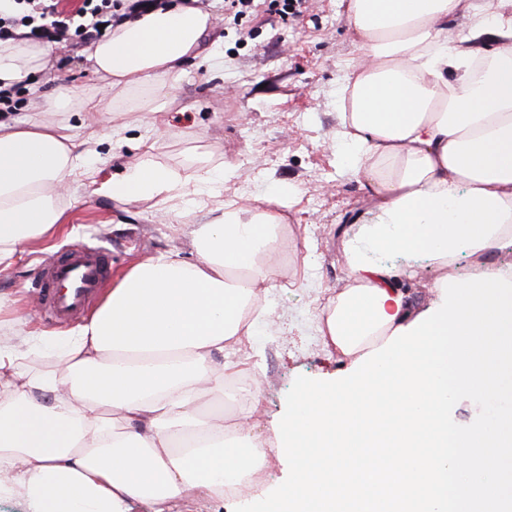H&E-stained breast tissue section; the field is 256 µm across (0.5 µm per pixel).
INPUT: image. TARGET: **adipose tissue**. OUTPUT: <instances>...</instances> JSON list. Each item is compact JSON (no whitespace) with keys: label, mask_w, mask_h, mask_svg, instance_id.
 Here are the masks:
<instances>
[{"label":"adipose tissue","mask_w":512,"mask_h":512,"mask_svg":"<svg viewBox=\"0 0 512 512\" xmlns=\"http://www.w3.org/2000/svg\"><path fill=\"white\" fill-rule=\"evenodd\" d=\"M468 22L457 34L448 22ZM358 55L339 94L346 160L377 199L373 222L344 237L351 286L323 307L317 331L351 358L350 383L302 389L273 423L295 476L279 512H512V407L469 429L448 422L462 391L512 394V269L473 266L437 285L414 312L383 254L440 267L512 245V0H348ZM208 12L169 0L109 30L86 50L90 72L121 92H163L205 43ZM50 45L0 43V87L30 83ZM48 112L102 122L90 90L58 85ZM84 164L63 124L0 118V271L65 220ZM203 165L194 191L141 158L104 181L116 202L212 194ZM279 200L216 207L195 225L196 259L133 266L89 321L67 336L14 330L0 338V497L29 512H172L185 497L223 494L259 469L228 446L218 355L252 336L282 244ZM54 354L48 369L27 357ZM213 409L202 412L203 402ZM314 443L311 464L300 448Z\"/></svg>","instance_id":"obj_1"}]
</instances>
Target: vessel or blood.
I'll list each match as a JSON object with an SVG mask.
<instances>
[{"mask_svg": "<svg viewBox=\"0 0 512 512\" xmlns=\"http://www.w3.org/2000/svg\"><path fill=\"white\" fill-rule=\"evenodd\" d=\"M111 275V255L78 244L56 255L39 271L37 286L48 320L67 324L81 318Z\"/></svg>", "mask_w": 512, "mask_h": 512, "instance_id": "vessel-or-blood-1", "label": "vessel or blood"}]
</instances>
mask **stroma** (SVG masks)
<instances>
[{"label":"stroma","instance_id":"35a3bbf8","mask_svg":"<svg viewBox=\"0 0 512 512\" xmlns=\"http://www.w3.org/2000/svg\"><path fill=\"white\" fill-rule=\"evenodd\" d=\"M346 2L304 0L297 17L282 14V0H254L244 15L219 6L208 38L219 42L223 68L184 63L169 78L163 112L140 111L147 101L142 93L119 98L106 87L98 95L114 111L102 125L84 127L76 113L44 111L57 81L80 89L94 85L81 46L51 53V65L33 78L36 92H24L18 105L68 124L91 170L72 185L64 228L0 272V293L17 298L32 327L45 326L34 286L38 266L65 246L86 242L109 249L116 276L163 255L194 261L191 230L203 222L202 212L181 211L176 201L119 204L99 192L103 181L143 153L189 183L200 158L222 168L220 189L207 200L212 208L281 197L292 233L278 258L267 313L238 353L242 370L262 374L250 422L269 455L238 495L182 501L175 512H275V492L293 472L273 421L302 388L334 381L350 365L316 332L319 310L349 286L341 239L370 222L376 209L344 162L339 138V88L358 54L344 20ZM388 261L414 307H428L442 268L402 254Z\"/></svg>","mask_w":512,"mask_h":512}]
</instances>
